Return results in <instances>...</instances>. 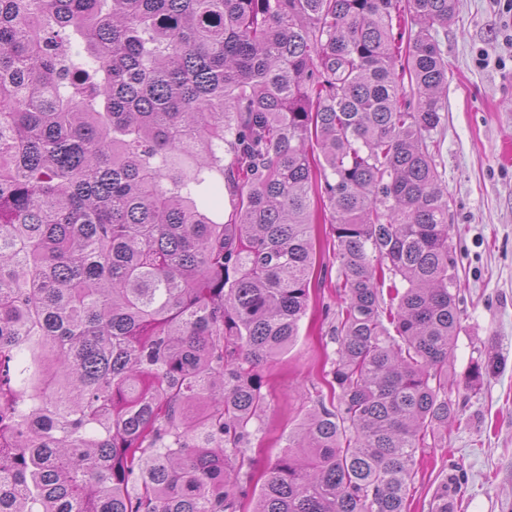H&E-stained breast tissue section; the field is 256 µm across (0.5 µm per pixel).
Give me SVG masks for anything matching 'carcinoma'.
I'll return each instance as SVG.
<instances>
[{
    "mask_svg": "<svg viewBox=\"0 0 512 512\" xmlns=\"http://www.w3.org/2000/svg\"><path fill=\"white\" fill-rule=\"evenodd\" d=\"M457 6L0 0V512H409L417 450L458 416L431 150ZM319 201L333 396L253 500ZM462 485L449 470L430 512Z\"/></svg>",
    "mask_w": 512,
    "mask_h": 512,
    "instance_id": "obj_1",
    "label": "carcinoma"
}]
</instances>
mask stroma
<instances>
[{
    "mask_svg": "<svg viewBox=\"0 0 512 512\" xmlns=\"http://www.w3.org/2000/svg\"><path fill=\"white\" fill-rule=\"evenodd\" d=\"M438 40L448 65L442 121L433 133L434 163L448 192L450 243L461 283L459 323L448 398L460 411L439 446L418 452L411 512H428L452 465L463 468L455 512H512V13L504 0H460ZM321 281L290 350L266 364L271 392L264 433L250 450L258 495L273 464L324 390L322 368L336 346V268L330 224L315 229ZM493 356L498 371L480 390L466 378L472 360Z\"/></svg>",
    "mask_w": 512,
    "mask_h": 512,
    "instance_id": "35a3bbf8",
    "label": "stroma"
}]
</instances>
